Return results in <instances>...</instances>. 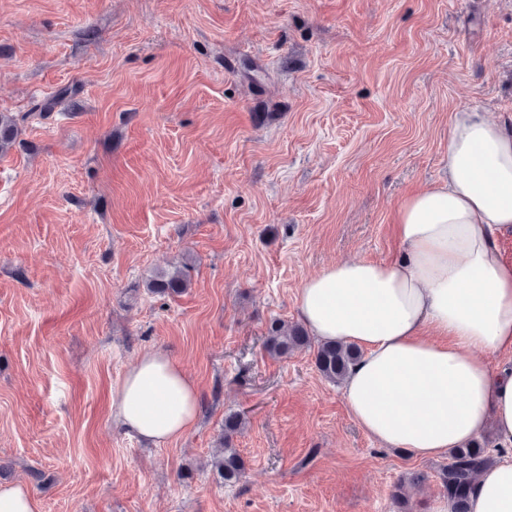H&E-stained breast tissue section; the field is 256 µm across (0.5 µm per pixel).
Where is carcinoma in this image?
Returning <instances> with one entry per match:
<instances>
[{
    "label": "carcinoma",
    "instance_id": "1",
    "mask_svg": "<svg viewBox=\"0 0 512 512\" xmlns=\"http://www.w3.org/2000/svg\"><path fill=\"white\" fill-rule=\"evenodd\" d=\"M75 91L66 88L56 96L38 102L33 110L48 112ZM18 135L17 118L0 113V154L8 152ZM192 281L189 264L180 261L167 270H161L145 281L147 292L161 297H175L188 291ZM266 352L272 357H282L297 350L311 349L314 364L322 377L334 384L342 383L361 355V349L354 344H318L299 323L273 320L267 327ZM244 426L240 416L229 413L224 416V428L220 436L219 449L212 455L209 466L220 483L233 486L241 481L246 472V461L234 446V438ZM492 461L488 449L475 441L449 453L448 463L437 471V477L452 512H467V501L472 488L473 476Z\"/></svg>",
    "mask_w": 512,
    "mask_h": 512
}]
</instances>
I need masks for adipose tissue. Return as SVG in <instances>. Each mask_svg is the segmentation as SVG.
<instances>
[{
	"label": "adipose tissue",
	"mask_w": 512,
	"mask_h": 512,
	"mask_svg": "<svg viewBox=\"0 0 512 512\" xmlns=\"http://www.w3.org/2000/svg\"><path fill=\"white\" fill-rule=\"evenodd\" d=\"M404 247L392 260L354 259L308 278L299 315L320 341L363 351L343 383L354 420L379 445L438 458L484 432L498 440L469 512H512V116L460 110L448 128V178L405 197L394 215ZM198 390L164 353H142L112 389L111 416L162 445L196 419Z\"/></svg>",
	"instance_id": "adipose-tissue-1"
}]
</instances>
